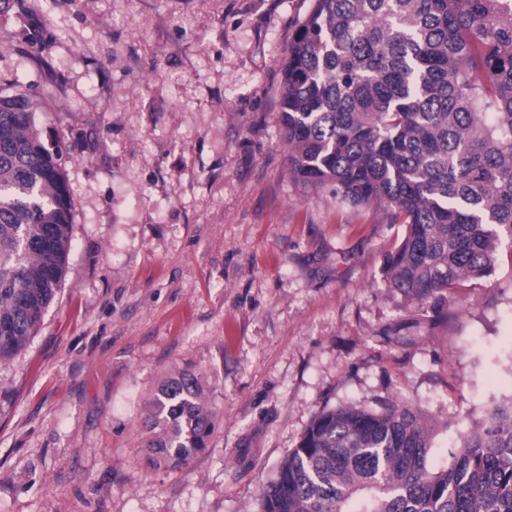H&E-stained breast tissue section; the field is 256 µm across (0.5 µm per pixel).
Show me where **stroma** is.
<instances>
[{
	"mask_svg": "<svg viewBox=\"0 0 512 512\" xmlns=\"http://www.w3.org/2000/svg\"><path fill=\"white\" fill-rule=\"evenodd\" d=\"M312 0H0V95L61 146L71 244L0 362V512H259L314 416L403 398L442 470L512 401V264L430 321L385 288L402 233L295 181L282 62ZM189 372L206 449L155 469L144 426Z\"/></svg>",
	"mask_w": 512,
	"mask_h": 512,
	"instance_id": "35a3bbf8",
	"label": "stroma"
}]
</instances>
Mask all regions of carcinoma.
I'll return each instance as SVG.
<instances>
[{
  "label": "carcinoma",
  "mask_w": 512,
  "mask_h": 512,
  "mask_svg": "<svg viewBox=\"0 0 512 512\" xmlns=\"http://www.w3.org/2000/svg\"><path fill=\"white\" fill-rule=\"evenodd\" d=\"M290 174L349 204L382 208L401 237L385 286L419 312L512 258V0H313L282 64ZM62 150L29 103L0 97V360L29 343L71 244ZM156 463L207 448L197 379L167 381L148 416ZM424 412L323 410L280 464L260 512H512V403L427 464Z\"/></svg>",
  "instance_id": "carcinoma-1"
}]
</instances>
